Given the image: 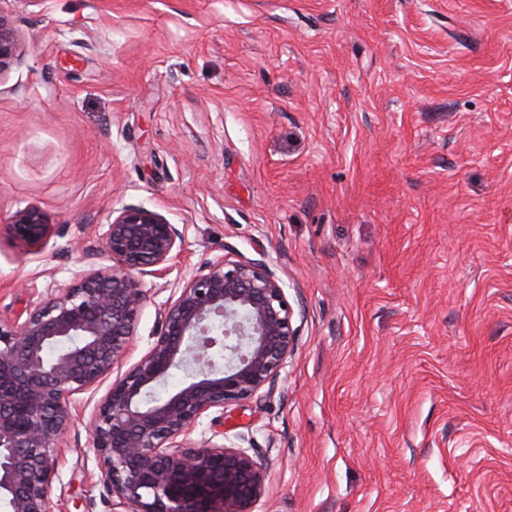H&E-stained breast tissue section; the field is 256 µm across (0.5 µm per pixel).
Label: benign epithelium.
Instances as JSON below:
<instances>
[{
  "label": "benign epithelium",
  "mask_w": 512,
  "mask_h": 512,
  "mask_svg": "<svg viewBox=\"0 0 512 512\" xmlns=\"http://www.w3.org/2000/svg\"><path fill=\"white\" fill-rule=\"evenodd\" d=\"M22 52L0 14V73ZM7 230L39 252L54 225L26 207ZM182 243L183 231L162 212L125 206L99 233L111 266L91 270L21 323L0 320V501L9 512H51L54 447L72 424L71 397L124 359L146 301L142 277L167 273ZM301 325L263 259L224 257L184 277L148 352L112 383L88 423L116 504L125 512H254L270 461L235 439L195 446L188 437L213 410L272 393ZM174 370L183 379L168 389Z\"/></svg>",
  "instance_id": "benign-epithelium-1"
}]
</instances>
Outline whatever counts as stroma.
I'll return each instance as SVG.
<instances>
[{"label": "stroma", "mask_w": 512, "mask_h": 512, "mask_svg": "<svg viewBox=\"0 0 512 512\" xmlns=\"http://www.w3.org/2000/svg\"><path fill=\"white\" fill-rule=\"evenodd\" d=\"M0 319L91 269L113 212L183 275L265 259L303 312L280 393L218 409L273 466L256 512H512V0H0ZM54 224L27 255L6 224ZM74 395L52 512H114ZM22 52V45L8 18L0 14V75L14 60L21 57Z\"/></svg>", "instance_id": "1"}]
</instances>
